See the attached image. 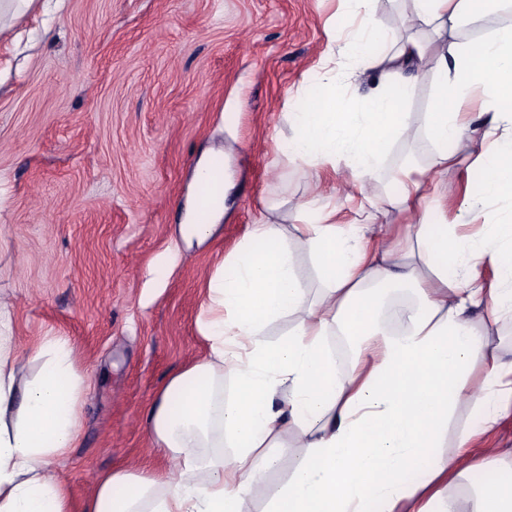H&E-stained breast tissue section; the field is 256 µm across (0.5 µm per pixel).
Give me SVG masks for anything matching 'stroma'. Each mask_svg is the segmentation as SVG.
I'll use <instances>...</instances> for the list:
<instances>
[{
	"mask_svg": "<svg viewBox=\"0 0 512 512\" xmlns=\"http://www.w3.org/2000/svg\"><path fill=\"white\" fill-rule=\"evenodd\" d=\"M344 9L343 0H66L48 17L31 8L0 38V308L29 356L22 378L39 368L35 347L58 337L84 379L81 436L54 465L74 506L114 469L170 467L151 446L147 414L169 378L205 354L197 317L207 280L265 204L290 227L303 284L319 288L293 229L311 178L279 146ZM337 79L349 106L378 71L350 54ZM433 97L430 75L420 76L404 106L409 135L366 185L384 207L372 234L402 221L384 202L409 159L428 162ZM205 156L224 162L225 210L189 247L181 225ZM442 179L451 192L434 204L436 222L483 237L461 210L482 171L460 165ZM282 442L287 466L269 471L244 512H264L296 468L298 434Z\"/></svg>",
	"mask_w": 512,
	"mask_h": 512,
	"instance_id": "obj_1",
	"label": "stroma"
}]
</instances>
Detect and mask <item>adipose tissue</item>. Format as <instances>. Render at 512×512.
Here are the masks:
<instances>
[{
	"mask_svg": "<svg viewBox=\"0 0 512 512\" xmlns=\"http://www.w3.org/2000/svg\"><path fill=\"white\" fill-rule=\"evenodd\" d=\"M344 2L357 24L320 56L318 94L343 97L336 70L352 49L380 47L372 62L380 81L349 111L289 113L281 151L314 171L345 164L363 186L392 140L408 134L404 104L420 74L431 73L436 97L424 126L432 155L428 165L408 164L402 193L389 201L410 224L369 240L373 210L344 223L335 194L311 193L298 230L322 283L312 296L287 227L261 210L208 279L197 321L206 354L171 376L148 414L152 444L175 468L112 470L82 512H243L265 492L266 449L291 430L301 461L269 512H512V458L487 461L470 430L444 445L474 369L501 387L488 425L512 409V358L488 329L512 319V225L475 244L455 225L431 224L427 204L446 193L442 174L464 158L486 172L463 201L471 222L487 220L489 198L512 200V20L504 18L512 0H409L404 9L388 0L400 11L397 34L375 22L379 0ZM467 24L485 31L460 36ZM478 93L477 134L460 106ZM486 265L493 280L481 277ZM401 285L412 305L381 315L380 289ZM282 319L287 331L269 339L267 328ZM336 335L352 353L342 373L329 343ZM35 356L38 375L22 381L25 359L0 313V512H72L51 468L79 436L84 380L66 340H45ZM485 465L493 491L461 501L460 478ZM412 470L425 481H407Z\"/></svg>",
	"mask_w": 512,
	"mask_h": 512,
	"instance_id": "1",
	"label": "adipose tissue"
}]
</instances>
